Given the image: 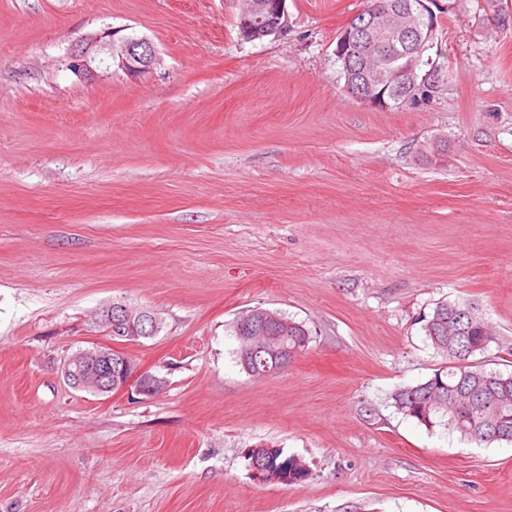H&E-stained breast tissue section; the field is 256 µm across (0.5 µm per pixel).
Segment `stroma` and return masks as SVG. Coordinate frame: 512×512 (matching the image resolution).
<instances>
[{"instance_id": "1", "label": "stroma", "mask_w": 512, "mask_h": 512, "mask_svg": "<svg viewBox=\"0 0 512 512\" xmlns=\"http://www.w3.org/2000/svg\"><path fill=\"white\" fill-rule=\"evenodd\" d=\"M365 2L287 0V33L249 42L242 0H0V512H512V445L390 399L445 366L438 303L512 347V0L503 25L439 0L449 79L399 111L342 90ZM114 29L153 70L66 69ZM115 302L162 318L122 345L160 393L62 377ZM259 307L313 332L261 378L232 329ZM253 448L307 479L260 481ZM288 458V465L285 463L281 465V463L285 462ZM251 464L255 466L266 464L270 469L280 468L285 472H288L287 481L283 483L294 484L298 482L304 481L308 475L307 471L294 473L292 472V465L290 464L293 461L294 457H289L284 455L283 451L279 448H275L274 451H268L267 448H253L248 456Z\"/></svg>"}]
</instances>
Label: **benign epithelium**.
<instances>
[{
    "mask_svg": "<svg viewBox=\"0 0 512 512\" xmlns=\"http://www.w3.org/2000/svg\"><path fill=\"white\" fill-rule=\"evenodd\" d=\"M439 0H390L360 14L340 34L334 54L344 64L345 89L361 103L377 107L399 97L411 96L414 89L430 80L432 72H418L423 51L432 46L438 28L433 6ZM239 25L244 37L253 40L279 36L288 28L286 0H244ZM106 53L130 78L150 71L157 56L145 38L118 35L112 31L95 41L77 46L67 57L73 73L92 77L96 74L100 53ZM124 316L112 320V307L105 309V319L119 326L146 320L144 311L124 307ZM87 363L77 373V382L90 376L96 393L109 395L130 386L143 393H154L163 387L164 379L148 376L138 368L120 376H112V348L98 347L84 351Z\"/></svg>",
    "mask_w": 512,
    "mask_h": 512,
    "instance_id": "benign-epithelium-1",
    "label": "benign epithelium"
}]
</instances>
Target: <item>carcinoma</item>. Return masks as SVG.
<instances>
[{
  "label": "carcinoma",
  "mask_w": 512,
  "mask_h": 512,
  "mask_svg": "<svg viewBox=\"0 0 512 512\" xmlns=\"http://www.w3.org/2000/svg\"><path fill=\"white\" fill-rule=\"evenodd\" d=\"M264 309L252 310L249 323L236 320L233 329L239 342L237 361L250 376H273L284 370L292 359L308 347L311 330L279 312V320L267 319ZM425 340L448 359V366L436 370L431 377L413 386L396 390L391 399L404 416L432 428L442 426L459 431L461 421L473 423V430L465 437L497 443H512V372L487 369L475 360L489 351L495 338L477 309L466 302H446L436 306L422 318ZM250 336H274L279 353L272 355L256 349ZM485 412L496 415L497 424L508 428V436L496 435L484 428L481 416ZM250 463L280 468L288 472L287 483L302 482L307 472H292L293 461L276 448H254Z\"/></svg>",
  "instance_id": "cac0c4a2"
}]
</instances>
